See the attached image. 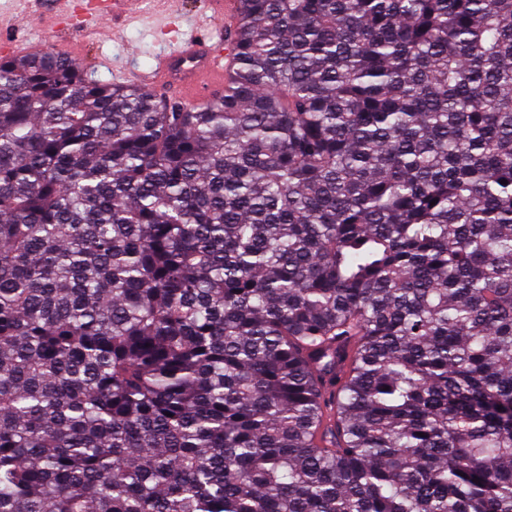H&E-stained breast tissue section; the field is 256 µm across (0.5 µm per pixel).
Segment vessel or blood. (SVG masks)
<instances>
[{
	"mask_svg": "<svg viewBox=\"0 0 512 512\" xmlns=\"http://www.w3.org/2000/svg\"><path fill=\"white\" fill-rule=\"evenodd\" d=\"M238 8L239 0H208L203 21L207 35L177 41L168 54L157 59L146 84L185 104L221 94L229 55L215 34L232 25Z\"/></svg>",
	"mask_w": 512,
	"mask_h": 512,
	"instance_id": "obj_1",
	"label": "vessel or blood"
}]
</instances>
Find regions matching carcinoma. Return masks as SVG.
Masks as SVG:
<instances>
[{
    "label": "carcinoma",
    "instance_id": "obj_1",
    "mask_svg": "<svg viewBox=\"0 0 512 512\" xmlns=\"http://www.w3.org/2000/svg\"><path fill=\"white\" fill-rule=\"evenodd\" d=\"M231 38L0 59V512H512V0Z\"/></svg>",
    "mask_w": 512,
    "mask_h": 512
}]
</instances>
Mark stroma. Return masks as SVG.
Here are the masks:
<instances>
[{
	"label": "stroma",
	"mask_w": 512,
	"mask_h": 512,
	"mask_svg": "<svg viewBox=\"0 0 512 512\" xmlns=\"http://www.w3.org/2000/svg\"><path fill=\"white\" fill-rule=\"evenodd\" d=\"M89 2L0 0V38H22L61 54L68 53L71 41H81L80 68L113 83L122 73L142 77L174 39L195 32L207 0H181L175 13L166 0H140L137 14L123 18L120 32L112 36L91 31Z\"/></svg>",
	"instance_id": "stroma-1"
}]
</instances>
